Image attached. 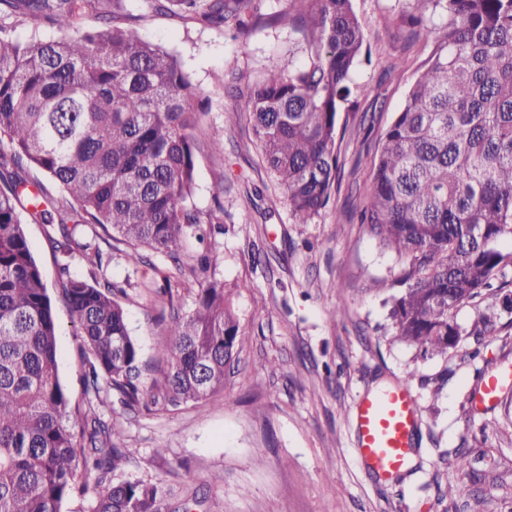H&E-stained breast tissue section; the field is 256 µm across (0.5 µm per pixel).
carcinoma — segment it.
<instances>
[{"instance_id":"carcinoma-1","label":"carcinoma","mask_w":512,"mask_h":512,"mask_svg":"<svg viewBox=\"0 0 512 512\" xmlns=\"http://www.w3.org/2000/svg\"><path fill=\"white\" fill-rule=\"evenodd\" d=\"M281 14L300 34L307 61L275 65L250 86L246 112L262 163L292 217L307 224L328 205L341 171L337 114L367 52L352 0H301ZM418 36L434 39L428 67L381 138L360 211L364 231L408 264L390 297L393 340L448 354L453 312L492 287L512 264V0H411ZM147 8L233 27L276 22L255 0H144ZM441 28L427 24L436 11ZM87 14L107 21L78 25ZM49 25L61 36L22 40L9 20ZM177 55L145 41L126 0H0V512H60L92 495L90 512H177L160 482L123 476L128 458L96 412L102 385L125 409L140 403L141 347L99 247L80 226L112 232L118 258L138 268L169 258L198 283L195 308H173L170 281L151 289L166 366L156 384L171 406L224 389L248 341L231 289L209 248L184 260L189 235L224 223V205L193 204L201 112ZM47 177L46 186L39 176ZM50 227L57 288L76 317L85 405L72 404L58 374V323L26 225ZM90 264L70 273L75 253ZM485 315L473 334L495 336Z\"/></svg>"}]
</instances>
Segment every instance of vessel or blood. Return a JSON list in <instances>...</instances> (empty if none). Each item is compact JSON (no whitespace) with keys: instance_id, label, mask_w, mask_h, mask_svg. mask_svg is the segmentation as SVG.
Wrapping results in <instances>:
<instances>
[{"instance_id":"b4317fda","label":"vessel or blood","mask_w":512,"mask_h":512,"mask_svg":"<svg viewBox=\"0 0 512 512\" xmlns=\"http://www.w3.org/2000/svg\"><path fill=\"white\" fill-rule=\"evenodd\" d=\"M418 417L417 399L405 385L358 400L352 423L360 455L373 471L387 477L404 468Z\"/></svg>"}]
</instances>
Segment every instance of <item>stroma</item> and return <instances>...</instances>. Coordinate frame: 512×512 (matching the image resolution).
<instances>
[{
	"instance_id": "stroma-1",
	"label": "stroma",
	"mask_w": 512,
	"mask_h": 512,
	"mask_svg": "<svg viewBox=\"0 0 512 512\" xmlns=\"http://www.w3.org/2000/svg\"><path fill=\"white\" fill-rule=\"evenodd\" d=\"M139 32L174 52L200 92L199 141L224 134V152L197 155L193 202L213 207L224 184V232L215 238L216 269L234 292L249 337L221 395L177 408L123 410L102 392L99 414L114 423L113 440L129 459L127 475L163 481L177 498L197 490L190 512H512V266L493 288L454 313L456 348L426 356L394 341L392 285L405 264L354 220H337L363 203L380 137L405 94L425 70L434 41L409 40L410 0H353L370 55L356 66L354 93L337 116L341 184L310 223H295L281 190L260 163L246 118V85L273 65L306 57L284 24L259 26L241 38L224 28L147 11L128 0ZM405 56L404 67H393ZM375 113L368 135L363 113ZM59 378L73 402L83 401L76 319L56 301ZM124 306L148 366L159 363L161 302L131 289ZM493 316L496 336L472 327ZM508 375L496 404L481 402L484 374ZM409 383L419 423L410 465L382 479L361 460L351 427L354 403L380 386ZM473 469L455 466L458 454ZM457 487L449 497V487Z\"/></svg>"
}]
</instances>
